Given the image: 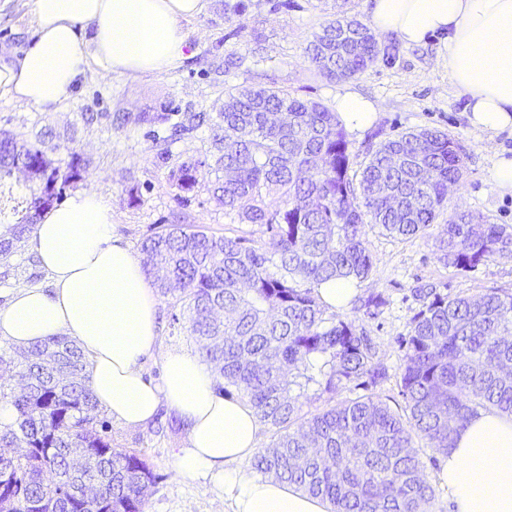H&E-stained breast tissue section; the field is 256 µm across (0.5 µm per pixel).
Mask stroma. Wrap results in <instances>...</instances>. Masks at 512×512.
I'll return each mask as SVG.
<instances>
[{"instance_id":"1","label":"stroma","mask_w":512,"mask_h":512,"mask_svg":"<svg viewBox=\"0 0 512 512\" xmlns=\"http://www.w3.org/2000/svg\"><path fill=\"white\" fill-rule=\"evenodd\" d=\"M247 10L239 22L224 21L221 0H206L203 12L184 22L185 56L174 69L162 74H119L102 76L91 70L77 85L72 98L59 108L45 111L21 101L0 98V130L30 137L36 132L62 134L74 129L75 146L90 161L79 190L103 195L112 206L117 236L132 250L155 228L170 223L184 212L192 224L221 235H238L248 244L267 240L265 227L237 224L225 216L224 208L209 192L213 175L200 168L198 186L189 204H182L169 180L173 168L189 157H199L209 148V131L201 129L176 144L168 160L159 158V147L145 128L127 124L111 127L107 120L90 125L81 113H126L137 115L171 100L185 112L218 111L225 85L275 86L308 100L334 107L337 97L355 94L372 102L375 118L362 129L347 128L353 169H360L369 148L408 131L440 130L466 150L467 171L448 197L449 210H469L493 224L512 225V193L500 189L490 171L498 157L512 158V133L505 131L490 141L476 140L469 131L461 98L445 67L436 63L442 48L441 36L419 46L398 45L394 59H376L362 73L347 80L323 77L307 58L304 48L312 34L334 12L333 0H292L288 9L271 10L268 0H246ZM30 0H0V51L21 55L33 41L29 25ZM261 43L267 61L251 71L225 75L209 67L205 52L215 44L246 52ZM138 187L139 200L129 190ZM441 224L427 234L397 240L368 228L366 243L373 262L371 277L361 286L362 295L381 296L385 304L377 316L365 310L346 308L337 319L365 328L375 342L389 378L371 393L386 403L398 397L395 377L403 362L399 344L407 334L410 319L419 305L412 290L423 284L436 285L441 293L479 295L497 288L512 292V259L496 258L469 271L445 267L437 259L435 239ZM46 288L50 278L40 267L29 240H22L10 255L0 257V308L6 307L14 288ZM172 298L158 297L160 343L142 361L147 380L161 383L164 358L172 351H197L186 319L178 318ZM188 429L168 406H160L143 427L110 423L108 435L114 448L142 455L156 476L148 489L144 512H230L222 490L211 487L208 476L179 477L174 470L176 454L186 443Z\"/></svg>"}]
</instances>
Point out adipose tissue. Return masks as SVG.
<instances>
[{
	"label": "adipose tissue",
	"instance_id": "ef3b65f1",
	"mask_svg": "<svg viewBox=\"0 0 512 512\" xmlns=\"http://www.w3.org/2000/svg\"><path fill=\"white\" fill-rule=\"evenodd\" d=\"M205 0H31L33 44L0 62V97L51 109L67 102L91 69L154 73L184 57L183 24ZM368 27L378 40L412 46L441 34L439 65L465 99L475 139L512 130V0H372ZM30 244L49 289L15 288L0 309V339L20 347L66 336L89 357L99 409L125 427L148 423L168 405L188 424L178 476L209 475L231 512H328L322 499L240 462L255 452L259 419L220 395L195 355L168 353L162 384L141 361L160 341L157 301L142 262L114 233L112 207L92 191L74 193L36 224ZM454 512H512V416L479 412L444 451L437 473Z\"/></svg>",
	"mask_w": 512,
	"mask_h": 512
}]
</instances>
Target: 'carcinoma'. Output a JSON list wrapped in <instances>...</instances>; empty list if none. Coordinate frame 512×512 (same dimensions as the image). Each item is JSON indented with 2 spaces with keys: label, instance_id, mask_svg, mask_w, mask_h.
Returning <instances> with one entry per match:
<instances>
[{
  "label": "carcinoma",
  "instance_id": "1",
  "mask_svg": "<svg viewBox=\"0 0 512 512\" xmlns=\"http://www.w3.org/2000/svg\"><path fill=\"white\" fill-rule=\"evenodd\" d=\"M245 0H224V22L244 15ZM305 52L333 80L361 73L379 54L365 23L341 10L312 35ZM223 58L224 73L266 61L260 43ZM91 124L110 113H80ZM149 127L163 160L185 135L207 127L211 150L171 171L191 201L197 171L212 169L210 191L224 214L266 227L268 239L247 246L192 224H167L140 244L154 285L188 313L203 359L223 378L218 393L236 391L274 430L252 468L327 501L332 512H431L435 489L415 440L442 452L479 412L512 415V294L490 289L451 297L433 284L414 290L420 308L400 338L405 349L399 387L404 406L371 395L336 402L305 416L300 398L319 400L364 390L387 378L377 346L353 323L326 316L317 288L331 278L359 287L373 264L370 224L395 239L427 234L444 213L448 185L463 179L466 153L437 130L407 132L369 152L352 170L343 122L319 102L273 87L224 89L219 112H183L163 101L155 112L118 117ZM64 145L65 167L43 142L0 133V175L24 165L28 181L58 183L42 206L32 196L19 221L0 235L7 256L41 213L82 180L89 161ZM276 193L279 203L268 202ZM437 259L466 271L512 258V226L468 211L454 213L435 240ZM82 350L62 336L8 357L0 355V512H144L155 475L139 454L116 450L109 425L97 419ZM26 446L21 453L18 448Z\"/></svg>",
  "mask_w": 512,
  "mask_h": 512
}]
</instances>
